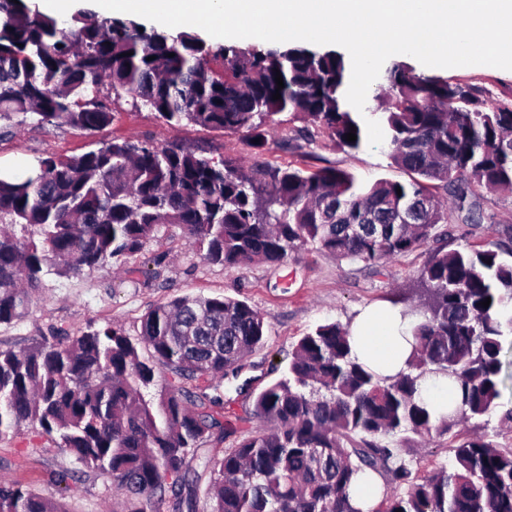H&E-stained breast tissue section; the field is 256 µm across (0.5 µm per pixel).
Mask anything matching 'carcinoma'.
Instances as JSON below:
<instances>
[{"instance_id": "cac0c4a2", "label": "carcinoma", "mask_w": 512, "mask_h": 512, "mask_svg": "<svg viewBox=\"0 0 512 512\" xmlns=\"http://www.w3.org/2000/svg\"><path fill=\"white\" fill-rule=\"evenodd\" d=\"M349 75L333 50L213 46L133 19L60 20L26 0H0L8 128L35 115L49 130L99 131L114 120L106 101L126 95L169 125L242 133L257 155L283 113L313 127L307 140L324 136L350 153L364 143L367 117L380 123L392 163L412 174L365 184L336 166H246L230 154L125 137L42 158L29 174L0 173V325L27 316L44 276L132 259L162 224L179 226L205 261L226 268L316 249L376 269L451 218L478 223L475 188L512 193V107L394 62L361 114L345 98ZM17 225L28 239L16 237ZM392 303L411 318L406 369L379 376L352 354L349 329L320 324L256 394L253 414L267 426L241 434L207 410L223 407L222 396L196 382L236 374L265 344L264 317L244 300L182 296L149 308L135 336L112 321L67 341L53 331L0 348V436L39 426L112 481L123 512H196L203 479L210 512H362L351 492L370 473L383 481L371 512H512V448L458 430L501 407L512 245L439 247ZM428 378L453 384L448 413L433 416L422 399ZM230 436L223 457L200 454ZM434 439L449 441L452 466L420 478L411 452ZM0 512L67 510L0 482Z\"/></svg>"}]
</instances>
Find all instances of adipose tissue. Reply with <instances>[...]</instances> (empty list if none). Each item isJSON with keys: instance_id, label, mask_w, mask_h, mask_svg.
Returning <instances> with one entry per match:
<instances>
[{"instance_id": "adipose-tissue-1", "label": "adipose tissue", "mask_w": 512, "mask_h": 512, "mask_svg": "<svg viewBox=\"0 0 512 512\" xmlns=\"http://www.w3.org/2000/svg\"><path fill=\"white\" fill-rule=\"evenodd\" d=\"M409 325L397 307L369 309L353 330L355 354L383 376L402 370L410 354Z\"/></svg>"}]
</instances>
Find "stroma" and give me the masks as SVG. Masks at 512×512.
Masks as SVG:
<instances>
[{
	"label": "stroma",
	"mask_w": 512,
	"mask_h": 512,
	"mask_svg": "<svg viewBox=\"0 0 512 512\" xmlns=\"http://www.w3.org/2000/svg\"><path fill=\"white\" fill-rule=\"evenodd\" d=\"M439 74L452 82L479 87L492 103L512 106V71L474 65L443 68ZM111 108L115 114L112 124L92 135L69 128L49 131L32 119L1 133L0 165L20 172L38 158L80 154L115 137L147 139L157 145L179 140L211 156L235 154L250 164L258 159L243 135L186 123L167 125L152 111L134 108L128 97L112 102ZM305 128V122L296 119L273 126L259 158L307 171L332 165L353 171L365 182L411 179L409 173L391 165L384 147L365 146L346 153L322 136L305 145L301 142ZM479 195L480 226L453 222L438 226L448 249L479 248L501 240L503 227L512 225V194L483 189ZM431 253V245H424L386 261L378 273L314 249L289 256L278 266L251 263L226 268L204 261L178 226L166 224L144 245L135 262L117 263L91 275L46 276L28 315L18 323L0 327V347H19L53 330L77 336L88 325L109 320L120 322L134 336L140 317L156 304L185 295L235 297L263 314L267 341L264 348L247 358L241 373L250 383L248 391L236 392V380L230 378L221 380L219 387L226 418H244L245 429L258 430L264 423L249 415L252 394L273 380L272 365L287 367L297 339L327 321L354 324L365 308L388 303L393 292L416 279ZM66 470L71 472V479L68 484H59L58 475ZM0 478L27 485L43 497L62 500L67 512L123 510L122 498L110 480L78 465L54 440L29 425L0 438Z\"/></svg>",
	"instance_id": "35a3bbf8"
}]
</instances>
